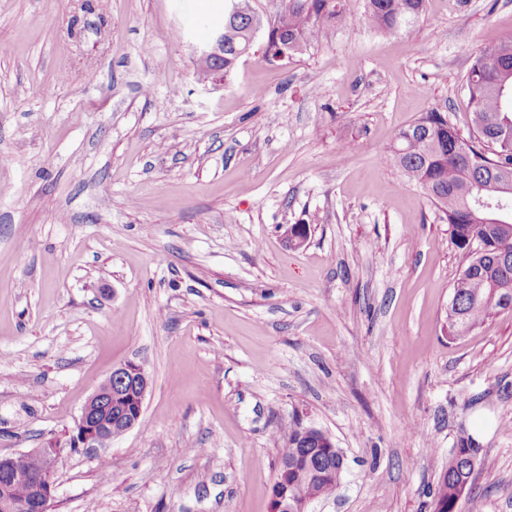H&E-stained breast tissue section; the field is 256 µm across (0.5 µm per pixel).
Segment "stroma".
<instances>
[{"label": "stroma", "instance_id": "1", "mask_svg": "<svg viewBox=\"0 0 512 512\" xmlns=\"http://www.w3.org/2000/svg\"><path fill=\"white\" fill-rule=\"evenodd\" d=\"M223 10L0 0V455L67 439L132 361L139 422L63 450L53 512H270L300 425L346 457L311 512H432L467 435L455 512H512V310L449 335L465 259L381 162L434 108L468 135L463 80L512 0H428L397 36L328 27L202 82ZM470 440L469 437H460L457 447L453 448L448 456V464L442 469L433 492L432 505L436 503V507L440 510L436 511L432 506L433 512H454L458 499L468 488L469 482L463 489L465 483L463 478L467 477L474 469L471 463V459L474 457L470 454L471 447L467 443Z\"/></svg>", "mask_w": 512, "mask_h": 512}]
</instances>
